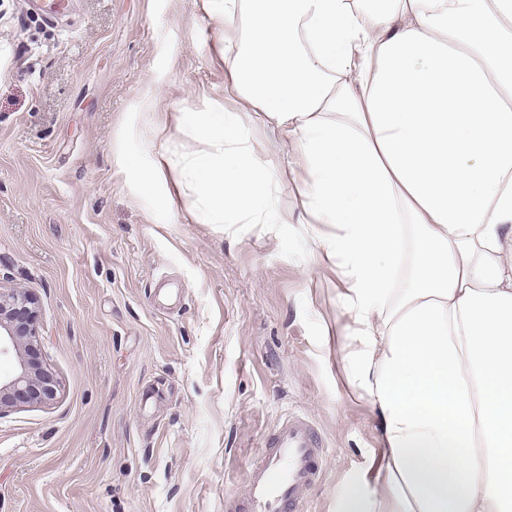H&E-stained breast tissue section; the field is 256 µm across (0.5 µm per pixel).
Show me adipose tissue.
<instances>
[{"label":"adipose tissue","mask_w":512,"mask_h":512,"mask_svg":"<svg viewBox=\"0 0 512 512\" xmlns=\"http://www.w3.org/2000/svg\"><path fill=\"white\" fill-rule=\"evenodd\" d=\"M200 7L231 100L176 108L161 139L126 127L148 149L126 157L138 202L287 224L291 179L339 262L336 356L378 420L347 512H512V0ZM256 138L258 140V147L261 159L267 163L271 167H275L279 163L283 162L287 155L290 153L289 146H282L279 148H274L271 145V142L275 140L274 135L269 131L263 133L260 131L256 134Z\"/></svg>","instance_id":"1"}]
</instances>
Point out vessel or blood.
Returning <instances> with one entry per match:
<instances>
[{"label":"vessel or blood","instance_id":"vessel-or-blood-1","mask_svg":"<svg viewBox=\"0 0 512 512\" xmlns=\"http://www.w3.org/2000/svg\"><path fill=\"white\" fill-rule=\"evenodd\" d=\"M323 448L312 423L288 416L265 437L248 475L249 512H302L305 493L319 479Z\"/></svg>","mask_w":512,"mask_h":512}]
</instances>
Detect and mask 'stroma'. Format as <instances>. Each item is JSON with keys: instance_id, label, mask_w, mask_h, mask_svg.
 <instances>
[{"instance_id": "35a3bbf8", "label": "stroma", "mask_w": 512, "mask_h": 512, "mask_svg": "<svg viewBox=\"0 0 512 512\" xmlns=\"http://www.w3.org/2000/svg\"><path fill=\"white\" fill-rule=\"evenodd\" d=\"M0 0V289L36 307L55 400L0 415V512H240L288 414L325 448L304 512H338L376 424L336 364L335 262L303 224L146 213L117 157L143 88L224 95L200 0Z\"/></svg>"}]
</instances>
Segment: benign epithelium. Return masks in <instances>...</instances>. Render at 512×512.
<instances>
[{
    "mask_svg": "<svg viewBox=\"0 0 512 512\" xmlns=\"http://www.w3.org/2000/svg\"><path fill=\"white\" fill-rule=\"evenodd\" d=\"M35 302L29 291L0 289V355L14 352L17 371L0 379V414L20 405L55 398L58 382L34 361Z\"/></svg>",
    "mask_w": 512,
    "mask_h": 512,
    "instance_id": "benign-epithelium-1",
    "label": "benign epithelium"
}]
</instances>
